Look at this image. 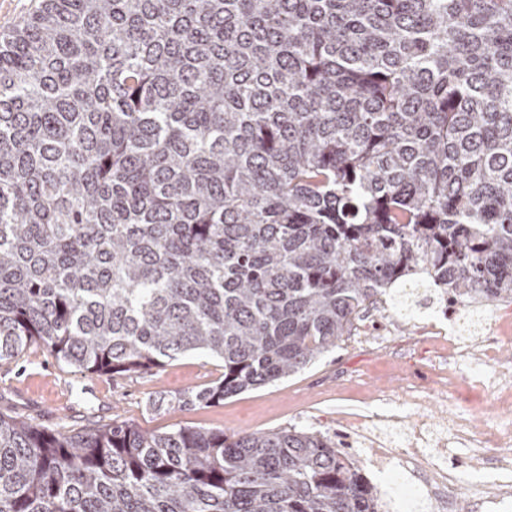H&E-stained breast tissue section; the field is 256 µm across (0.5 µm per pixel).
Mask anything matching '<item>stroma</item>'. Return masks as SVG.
Instances as JSON below:
<instances>
[{"label":"stroma","mask_w":512,"mask_h":512,"mask_svg":"<svg viewBox=\"0 0 512 512\" xmlns=\"http://www.w3.org/2000/svg\"><path fill=\"white\" fill-rule=\"evenodd\" d=\"M378 315L377 308L367 309L353 336L300 372L207 407L166 406L219 376L218 362L200 355L179 356L148 373L96 376L59 365L33 346L18 360L0 362V409L62 432L116 420L147 432L175 425L229 434L296 428L333 438L356 414L381 415L400 403L403 427L390 433L398 447L421 416L438 430L452 418L476 434L492 425L495 408L473 381L458 379L437 391L426 382L427 374L450 372L455 365L454 356L423 327L431 309L391 312L388 336L371 328Z\"/></svg>","instance_id":"stroma-1"}]
</instances>
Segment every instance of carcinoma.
I'll list each match as a JSON object with an SVG mask.
<instances>
[{"mask_svg":"<svg viewBox=\"0 0 512 512\" xmlns=\"http://www.w3.org/2000/svg\"><path fill=\"white\" fill-rule=\"evenodd\" d=\"M512 302V0H43L0 36V362L304 369L406 282ZM331 440L0 412V512H376Z\"/></svg>","mask_w":512,"mask_h":512,"instance_id":"cac0c4a2","label":"carcinoma"}]
</instances>
